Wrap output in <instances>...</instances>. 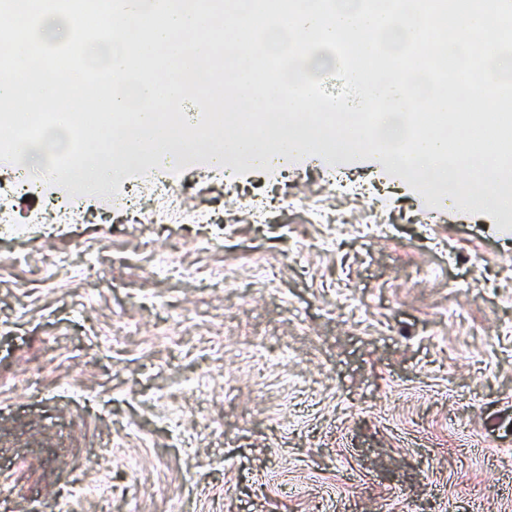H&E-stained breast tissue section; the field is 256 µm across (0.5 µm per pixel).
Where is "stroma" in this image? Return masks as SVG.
<instances>
[{
	"instance_id": "1",
	"label": "stroma",
	"mask_w": 512,
	"mask_h": 512,
	"mask_svg": "<svg viewBox=\"0 0 512 512\" xmlns=\"http://www.w3.org/2000/svg\"><path fill=\"white\" fill-rule=\"evenodd\" d=\"M346 169L389 188L382 232L318 156L230 186L187 168V207L224 211L215 236L34 224L15 198L5 512H512V231L432 212L382 161Z\"/></svg>"
}]
</instances>
